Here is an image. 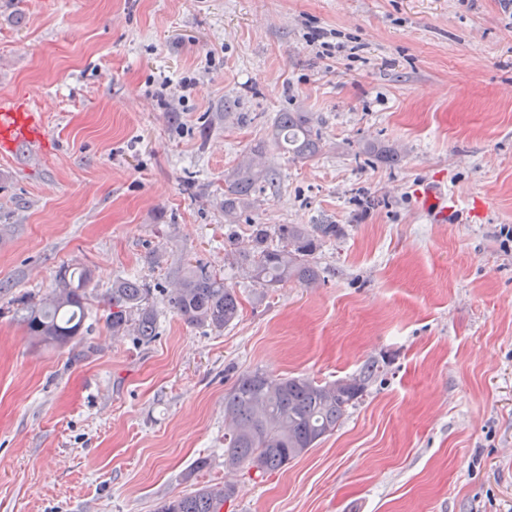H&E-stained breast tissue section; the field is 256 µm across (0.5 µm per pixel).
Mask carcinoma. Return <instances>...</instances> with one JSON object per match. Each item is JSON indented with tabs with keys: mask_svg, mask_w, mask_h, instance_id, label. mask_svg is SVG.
<instances>
[{
	"mask_svg": "<svg viewBox=\"0 0 512 512\" xmlns=\"http://www.w3.org/2000/svg\"><path fill=\"white\" fill-rule=\"evenodd\" d=\"M271 142L302 160L321 150L309 112L278 113ZM265 154L263 146L250 150L224 178V215L249 208L256 185L276 187L277 173L266 165ZM338 233L336 224H280V243L273 245L267 226L254 224L251 247L233 251V264L261 288L288 281L309 286L319 277L311 256L321 242ZM91 277V269L83 265L58 270L50 294L21 316L34 341L62 346L83 335ZM151 293L152 288L137 279L113 282L105 297L112 331H123L132 322L136 335L150 341L156 330ZM168 303L185 323L216 331L234 322L239 311L236 290L223 274L201 263L175 272ZM378 371L376 362L368 361L358 375L325 384L299 376L275 378L259 370L239 375L224 394L225 468L235 470L246 463L261 477L283 468L300 457L301 449L316 447L336 431ZM234 493L230 483L203 486L163 502L157 512H223Z\"/></svg>",
	"mask_w": 512,
	"mask_h": 512,
	"instance_id": "cac0c4a2",
	"label": "carcinoma"
}]
</instances>
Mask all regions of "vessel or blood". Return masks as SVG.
Wrapping results in <instances>:
<instances>
[{"label":"vessel or blood","instance_id":"b4317fda","mask_svg":"<svg viewBox=\"0 0 512 512\" xmlns=\"http://www.w3.org/2000/svg\"><path fill=\"white\" fill-rule=\"evenodd\" d=\"M50 132L40 113L34 112L14 98L0 97V155L15 154L21 147L45 149Z\"/></svg>","mask_w":512,"mask_h":512}]
</instances>
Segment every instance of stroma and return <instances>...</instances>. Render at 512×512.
<instances>
[{
	"instance_id": "obj_1",
	"label": "stroma",
	"mask_w": 512,
	"mask_h": 512,
	"mask_svg": "<svg viewBox=\"0 0 512 512\" xmlns=\"http://www.w3.org/2000/svg\"><path fill=\"white\" fill-rule=\"evenodd\" d=\"M2 95L58 147L0 157V512H155L227 481L224 512H512L506 0H0ZM285 111L312 114L313 158L269 147ZM259 144L279 189L225 218L224 176ZM253 224L341 232L316 284L259 288L231 263ZM188 260L240 297L223 331L167 305ZM67 264L93 271L88 331L35 343L19 312ZM130 276L154 290L148 342L107 320ZM370 360L317 447L225 469L240 373L331 383Z\"/></svg>"
}]
</instances>
